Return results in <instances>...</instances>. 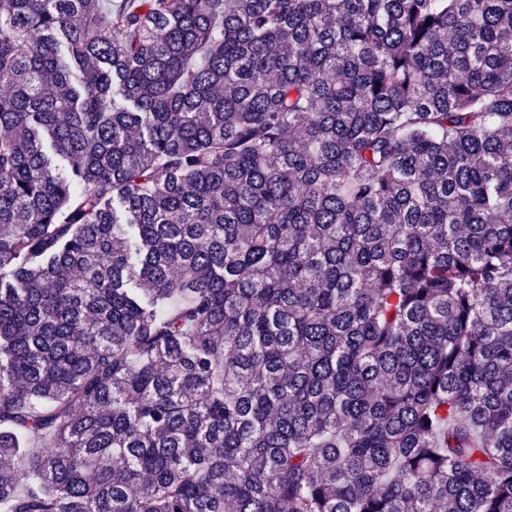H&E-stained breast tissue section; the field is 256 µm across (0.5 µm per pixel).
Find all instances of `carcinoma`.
Listing matches in <instances>:
<instances>
[{
  "instance_id": "cac0c4a2",
  "label": "carcinoma",
  "mask_w": 512,
  "mask_h": 512,
  "mask_svg": "<svg viewBox=\"0 0 512 512\" xmlns=\"http://www.w3.org/2000/svg\"><path fill=\"white\" fill-rule=\"evenodd\" d=\"M0 512H512V0H0Z\"/></svg>"
}]
</instances>
